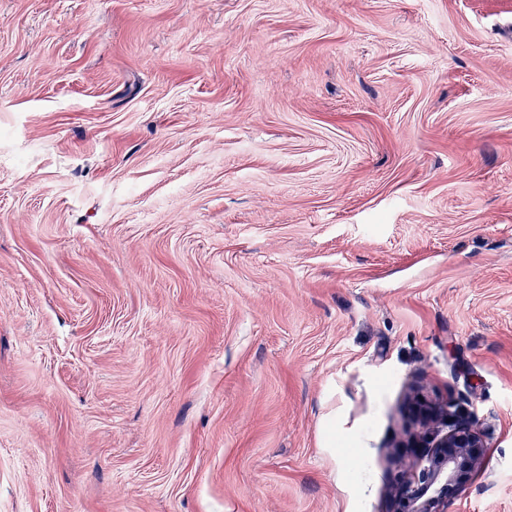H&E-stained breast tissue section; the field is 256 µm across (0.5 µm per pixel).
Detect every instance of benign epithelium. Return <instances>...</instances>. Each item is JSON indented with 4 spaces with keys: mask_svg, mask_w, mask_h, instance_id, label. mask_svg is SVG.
<instances>
[{
    "mask_svg": "<svg viewBox=\"0 0 512 512\" xmlns=\"http://www.w3.org/2000/svg\"><path fill=\"white\" fill-rule=\"evenodd\" d=\"M421 423L431 436L406 444L412 455L392 488V512H448L485 465V433L475 415L446 405L427 412Z\"/></svg>",
    "mask_w": 512,
    "mask_h": 512,
    "instance_id": "obj_1",
    "label": "benign epithelium"
}]
</instances>
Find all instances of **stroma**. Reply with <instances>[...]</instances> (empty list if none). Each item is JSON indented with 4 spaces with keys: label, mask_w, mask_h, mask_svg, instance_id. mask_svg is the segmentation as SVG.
<instances>
[{
    "label": "stroma",
    "mask_w": 512,
    "mask_h": 512,
    "mask_svg": "<svg viewBox=\"0 0 512 512\" xmlns=\"http://www.w3.org/2000/svg\"><path fill=\"white\" fill-rule=\"evenodd\" d=\"M425 404L512 512V0H0V512H392Z\"/></svg>",
    "instance_id": "1"
}]
</instances>
